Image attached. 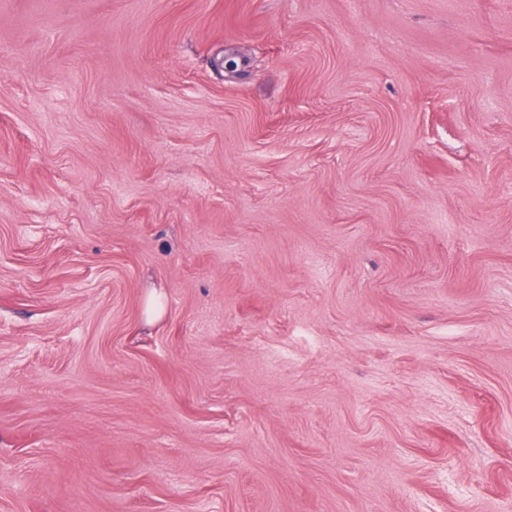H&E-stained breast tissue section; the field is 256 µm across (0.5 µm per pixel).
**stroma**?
<instances>
[{"label":"stroma","instance_id":"1","mask_svg":"<svg viewBox=\"0 0 512 512\" xmlns=\"http://www.w3.org/2000/svg\"><path fill=\"white\" fill-rule=\"evenodd\" d=\"M0 512H512V0H0Z\"/></svg>","mask_w":512,"mask_h":512}]
</instances>
